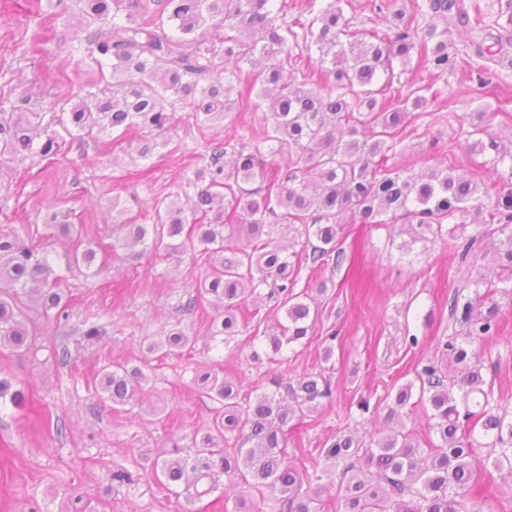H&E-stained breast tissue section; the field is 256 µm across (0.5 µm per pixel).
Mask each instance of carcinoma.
<instances>
[{
	"label": "carcinoma",
	"mask_w": 512,
	"mask_h": 512,
	"mask_svg": "<svg viewBox=\"0 0 512 512\" xmlns=\"http://www.w3.org/2000/svg\"><path fill=\"white\" fill-rule=\"evenodd\" d=\"M274 0H85L86 13L106 29L85 28L76 34L79 45L101 56L112 68V94L96 95L68 113L62 126L99 135L117 127L143 128L150 137L138 143L147 158L173 127L176 108L195 107V121L222 123L236 112L265 109L266 117L253 129L254 139L271 144L274 154H289L286 168L262 165L252 151L232 146L212 149L209 164L197 173L191 215L178 201L156 206L152 224H135L118 212L112 227V253L124 251L136 259L146 251L164 248L178 253L190 244L201 249L208 267L194 285L184 308L214 309L208 326L215 345L239 335L240 309L261 287L284 297L288 324L268 335L272 351L297 342L311 329V307L293 292L294 264L285 249L262 241L267 218L284 224H307L320 242L309 256L310 268L320 273L340 266L344 251L337 240L344 225L407 226L409 250L429 237H438L445 223L463 230L486 210V180L511 162L505 148L489 132L490 120L473 127L467 148L482 157L480 175L452 169L427 168L408 172L389 164L406 128V118L423 116L428 98L419 87L404 92L395 80L393 62L407 64L416 57L420 71L446 73L475 69L471 58L434 42L436 31L414 25L428 11L457 18L482 28L483 18L469 16L465 0H425L408 12L400 0H385L378 12L392 13L391 32L379 35L351 29L340 4L314 14L303 25L305 36L318 47L326 67L313 81L297 82L288 69L294 31L279 22ZM224 28L217 54L206 34ZM223 58L224 64L216 62ZM382 75L383 85L369 88ZM42 122L35 112H21L0 133L9 149L19 154L52 153L54 139L39 143ZM246 183L258 188L247 190ZM234 217L232 230L249 247L225 244V218ZM503 236L497 251L498 283L485 280L477 268L481 257L477 233L458 251L461 278L448 300L447 338L416 380L400 387L388 408L390 431L367 444L352 434L336 437L321 450L322 471L342 468L335 488V512H478L472 491L485 460L479 448L493 449L491 464L512 479V411L503 395L485 379L481 342L500 335L499 305L493 299L499 284H512V194L490 214ZM93 249H74L72 263L92 269ZM60 279L45 252L27 246L19 233L0 234V348L21 355L35 349L36 336L17 305L25 297L47 314L65 313ZM198 340L179 328L147 352L168 354L194 349ZM195 380L203 393L219 404L210 424L195 437L193 453L151 462L156 482L169 492L181 489L190 504L223 491L224 478L242 488L241 512L250 498L260 499L270 512H325L322 488L312 486L303 453H288V425L317 409L329 396L317 376H304L285 392L262 393L241 404L240 391L223 367L202 370ZM146 375L141 367L117 364L100 378V388L112 405L123 407L145 400ZM430 409L429 435L422 446L406 431L405 418L416 408Z\"/></svg>",
	"instance_id": "obj_1"
}]
</instances>
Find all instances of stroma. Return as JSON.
Segmentation results:
<instances>
[{
	"label": "stroma",
	"mask_w": 512,
	"mask_h": 512,
	"mask_svg": "<svg viewBox=\"0 0 512 512\" xmlns=\"http://www.w3.org/2000/svg\"><path fill=\"white\" fill-rule=\"evenodd\" d=\"M484 27L475 31L458 21L421 17L463 54L482 50L493 76L480 82L470 74H431L415 65L401 68L404 83L431 87L429 113L410 124L396 148V164L420 171L477 169L479 158L467 147L480 112L494 115L491 128L512 135V23L498 0H473ZM86 19L79 0H0V119L27 109L39 113L58 149L44 158L13 155L0 135V232L18 228L27 245L48 251L62 276L68 319L28 310L29 326L41 349L31 358L0 349V379L8 380L16 401L0 398V512H27L38 501L59 512L83 495L98 512H185V497L160 491L148 460L179 446L189 450L196 431L207 424L215 404L199 392L198 365L219 362L240 389L255 395L273 391L276 382L304 374L324 376L332 395L288 431V447L320 448L332 436L371 435L381 427L398 387L415 380L424 362L448 334V297L457 281L459 247L465 231L416 243L403 251V236L388 224H350L340 266L311 274L298 268L295 291L315 299L317 319L308 336L272 352L265 329L284 320L276 300L251 307L255 318L217 352L204 343L177 350L147 369L149 387L163 409L145 415L139 405L113 408L96 391L95 378L109 366L141 356L145 339L178 327L205 335L209 310L186 312L192 285L207 268L199 250L160 252L136 260L112 256V203L153 221L157 201L193 195L204 152L221 141L215 125H197L180 109L167 146L140 159L142 131L71 139L54 119L71 111L111 81L101 74L72 37ZM83 230V242L96 252L101 272L90 276L68 266L70 247L61 227ZM501 334L482 343L484 373L495 391L512 402V298L500 296ZM100 336L85 337L87 325ZM67 345L70 359L48 362V350ZM333 348L325 358V348ZM66 427L56 433L47 419ZM129 481L116 480V473Z\"/></svg>",
	"instance_id": "35a3bbf8"
}]
</instances>
